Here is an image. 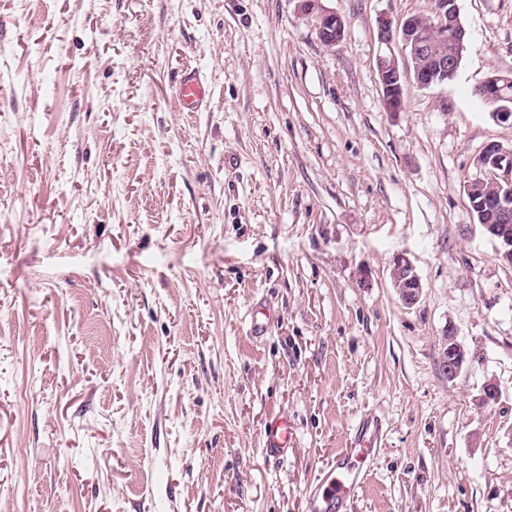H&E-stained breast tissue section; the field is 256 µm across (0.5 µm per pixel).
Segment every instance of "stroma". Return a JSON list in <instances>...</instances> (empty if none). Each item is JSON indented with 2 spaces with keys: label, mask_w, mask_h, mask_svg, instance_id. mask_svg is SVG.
<instances>
[{
  "label": "stroma",
  "mask_w": 512,
  "mask_h": 512,
  "mask_svg": "<svg viewBox=\"0 0 512 512\" xmlns=\"http://www.w3.org/2000/svg\"><path fill=\"white\" fill-rule=\"evenodd\" d=\"M321 4L332 47L299 0H0V512H306L365 418L347 512H512V267L464 192L512 146L474 94L512 0H458L455 76L396 115L377 19L430 0ZM305 3L306 15L315 14L316 31L319 41L325 46H334L343 36L342 18L333 11L320 7V0H300ZM207 95L208 89L201 81L200 76L192 70L186 71L176 89L179 111L198 112L207 99ZM390 275L400 300L407 306L416 304L422 294V283L413 263L405 255H397ZM437 350L439 371L448 381L456 379L463 370L468 369L480 358V354L471 353L464 347L452 329H448L442 336H439ZM265 451L269 456H283L288 452L290 432L284 417L274 421L265 430Z\"/></svg>",
  "instance_id": "obj_1"
}]
</instances>
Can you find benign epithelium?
<instances>
[{
	"label": "benign epithelium",
	"mask_w": 512,
	"mask_h": 512,
	"mask_svg": "<svg viewBox=\"0 0 512 512\" xmlns=\"http://www.w3.org/2000/svg\"><path fill=\"white\" fill-rule=\"evenodd\" d=\"M306 14L315 15L316 31L319 41L325 46H334L343 36L342 18L333 11L320 7V0H302ZM427 25L415 22V17L405 19L401 27H393L392 19L382 14L377 22L379 43L391 49L395 39H400L412 62V69L404 71L392 54L386 52L378 57L377 71L382 89V102L385 110L398 114L404 109V78L410 77L420 88L433 86L431 74L445 80L457 69V64L466 50V39L459 21L457 0H432L430 15L426 16ZM457 28L454 50L451 56H434L428 58L429 67L418 65L419 58L427 55L430 42L438 32ZM477 175L468 180L464 189L471 192L472 185L486 179L504 183L512 187V148L492 143L485 147L476 159ZM486 210L492 214L493 223L482 225L489 237L499 244L498 256L512 266V194L506 192L490 203ZM391 279L400 300L407 306L416 304L422 294V283L413 263L403 254L394 257L391 267ZM438 368L441 375L448 380L456 379L462 371L468 369L480 354L468 351L458 340L457 334L449 329L438 338Z\"/></svg>",
	"instance_id": "1"
}]
</instances>
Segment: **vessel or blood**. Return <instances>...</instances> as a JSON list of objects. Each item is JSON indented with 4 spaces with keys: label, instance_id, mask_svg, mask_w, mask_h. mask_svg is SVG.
Segmentation results:
<instances>
[{
    "label": "vessel or blood",
    "instance_id": "obj_1",
    "mask_svg": "<svg viewBox=\"0 0 512 512\" xmlns=\"http://www.w3.org/2000/svg\"><path fill=\"white\" fill-rule=\"evenodd\" d=\"M207 95L208 89L200 76L193 71L185 72L176 89L179 111H198ZM371 430V424H364L359 433L356 454L339 457L322 482L308 490L306 499L309 512H343L347 501L358 487V474L372 454V441L369 437ZM289 441L287 419L274 421L265 431V451L268 455H285Z\"/></svg>",
    "mask_w": 512,
    "mask_h": 512
}]
</instances>
